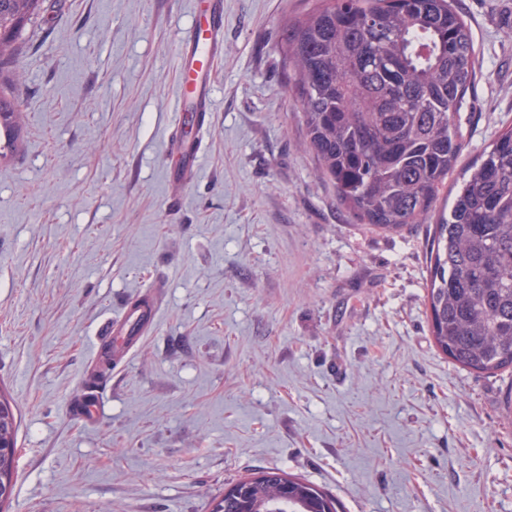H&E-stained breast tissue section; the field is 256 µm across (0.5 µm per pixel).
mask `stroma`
Instances as JSON below:
<instances>
[{
	"label": "stroma",
	"mask_w": 512,
	"mask_h": 512,
	"mask_svg": "<svg viewBox=\"0 0 512 512\" xmlns=\"http://www.w3.org/2000/svg\"><path fill=\"white\" fill-rule=\"evenodd\" d=\"M314 0H224L193 179L173 183L193 0H45L0 159V395L19 422L5 512H208L281 468L341 512H512V370L434 344L430 227L357 223L304 150L281 45ZM476 82L459 167L512 127V0H455ZM163 283L152 331L96 344ZM98 398L95 422L75 406Z\"/></svg>",
	"instance_id": "obj_1"
}]
</instances>
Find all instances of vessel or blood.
Here are the masks:
<instances>
[{
	"instance_id": "1",
	"label": "vessel or blood",
	"mask_w": 512,
	"mask_h": 512,
	"mask_svg": "<svg viewBox=\"0 0 512 512\" xmlns=\"http://www.w3.org/2000/svg\"><path fill=\"white\" fill-rule=\"evenodd\" d=\"M193 23L179 48L182 81L178 87V102H190L196 130L207 126V114L213 107V66L224 51L223 0H195ZM173 152L170 171L176 182H183L199 158L201 146L195 138L184 136L181 130L172 133ZM156 316L154 294H144L131 306L122 308L106 329L107 346L113 354L129 349L148 333Z\"/></svg>"
}]
</instances>
